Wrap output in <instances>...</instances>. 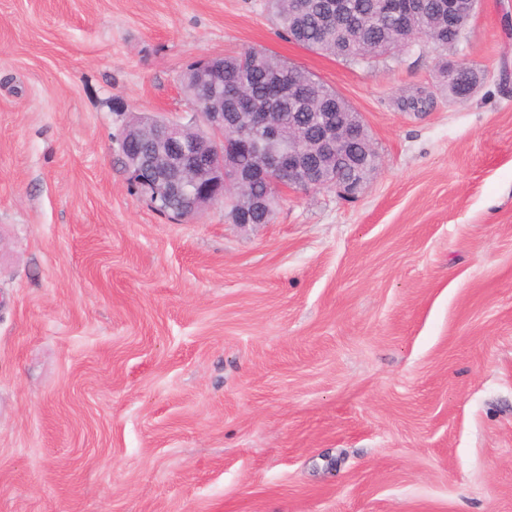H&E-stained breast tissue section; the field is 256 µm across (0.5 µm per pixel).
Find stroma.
<instances>
[{"mask_svg": "<svg viewBox=\"0 0 512 512\" xmlns=\"http://www.w3.org/2000/svg\"><path fill=\"white\" fill-rule=\"evenodd\" d=\"M249 48L335 88L379 165L267 224L173 220L116 138ZM0 512H512V0L364 63L267 0H0Z\"/></svg>", "mask_w": 512, "mask_h": 512, "instance_id": "obj_1", "label": "stroma"}]
</instances>
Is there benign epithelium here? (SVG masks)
<instances>
[{"mask_svg": "<svg viewBox=\"0 0 512 512\" xmlns=\"http://www.w3.org/2000/svg\"><path fill=\"white\" fill-rule=\"evenodd\" d=\"M478 0H446L439 15L454 28L475 14ZM384 12L398 17V24L410 31L426 16L424 0H384ZM325 13L336 24L352 29L362 27L354 0H328ZM229 98L247 112H226L219 101H192L195 127H187L159 116L132 114L118 143L129 180L161 213L180 220L199 215L206 207L224 201L249 182L271 183L274 197H257L253 206L272 212L281 194L290 189L334 188L345 198L357 194V185L343 183L332 175L333 168L362 164L363 153L355 146L357 131L338 124L333 114L320 113L310 133L284 136L273 122L269 105L251 99L242 90ZM264 128L258 144L239 141L224 152V132L243 135L242 118ZM250 151L256 165L243 169L238 155Z\"/></svg>", "mask_w": 512, "mask_h": 512, "instance_id": "benign-epithelium-1", "label": "benign epithelium"}]
</instances>
